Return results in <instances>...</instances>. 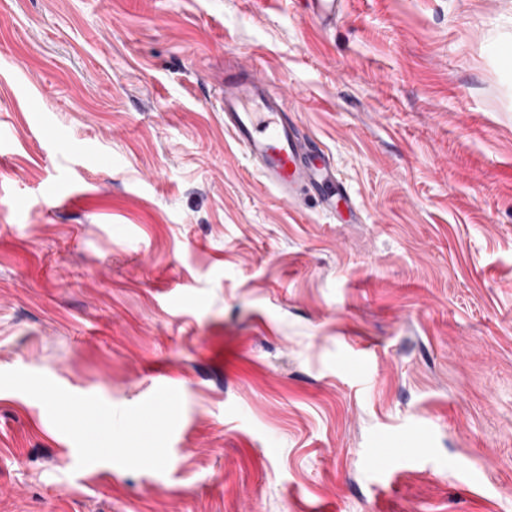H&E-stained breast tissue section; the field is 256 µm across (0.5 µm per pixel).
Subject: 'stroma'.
I'll return each mask as SVG.
<instances>
[{"instance_id":"stroma-1","label":"stroma","mask_w":512,"mask_h":512,"mask_svg":"<svg viewBox=\"0 0 512 512\" xmlns=\"http://www.w3.org/2000/svg\"><path fill=\"white\" fill-rule=\"evenodd\" d=\"M511 43L512 0H0V512H512ZM234 71L354 209L255 175Z\"/></svg>"}]
</instances>
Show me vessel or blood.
Wrapping results in <instances>:
<instances>
[{
    "label": "vessel or blood",
    "mask_w": 512,
    "mask_h": 512,
    "mask_svg": "<svg viewBox=\"0 0 512 512\" xmlns=\"http://www.w3.org/2000/svg\"><path fill=\"white\" fill-rule=\"evenodd\" d=\"M222 110L225 130L283 199L309 190L324 209L352 206L351 196L335 188L333 161L301 139L282 96L270 93L262 79L225 77Z\"/></svg>",
    "instance_id": "obj_1"
}]
</instances>
